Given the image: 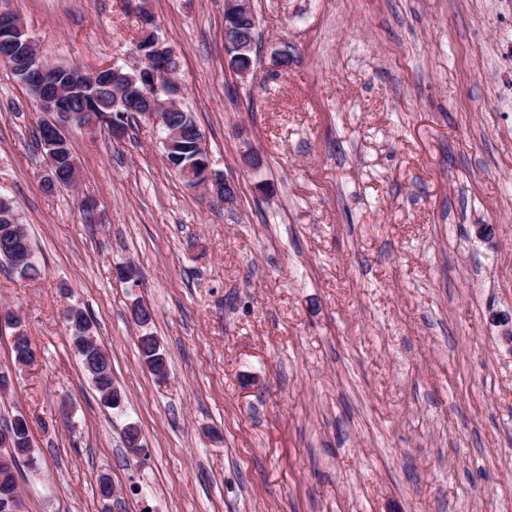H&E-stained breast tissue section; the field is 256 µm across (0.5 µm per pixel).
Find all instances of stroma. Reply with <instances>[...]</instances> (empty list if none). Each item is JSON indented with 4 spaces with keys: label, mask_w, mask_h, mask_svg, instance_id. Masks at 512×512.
Instances as JSON below:
<instances>
[{
    "label": "stroma",
    "mask_w": 512,
    "mask_h": 512,
    "mask_svg": "<svg viewBox=\"0 0 512 512\" xmlns=\"http://www.w3.org/2000/svg\"><path fill=\"white\" fill-rule=\"evenodd\" d=\"M250 4L260 51L242 78L224 61V0H0L49 64L87 73L139 68L146 6L238 193L227 208L186 187L147 123L120 140L72 129L79 182L47 193L41 114L0 66V196L41 270L0 263V309L39 355L16 371L0 330L15 377L0 427L26 414L40 460L19 472L26 512H101L104 474L112 512H512V56L498 46L512 6ZM125 262L138 287L115 279ZM73 305L112 359L118 406L73 352ZM138 349L146 367L153 376H155L154 367L159 358H162L165 361V365L168 370L165 351L156 336L150 334H143L142 336H139Z\"/></svg>",
    "instance_id": "stroma-1"
}]
</instances>
